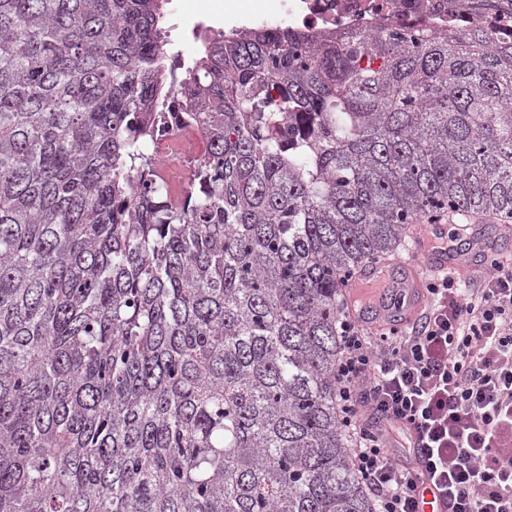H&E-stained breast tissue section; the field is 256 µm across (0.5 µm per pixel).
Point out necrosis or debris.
Returning a JSON list of instances; mask_svg holds the SVG:
<instances>
[{
	"label": "necrosis or debris",
	"mask_w": 512,
	"mask_h": 512,
	"mask_svg": "<svg viewBox=\"0 0 512 512\" xmlns=\"http://www.w3.org/2000/svg\"><path fill=\"white\" fill-rule=\"evenodd\" d=\"M170 14L171 30L190 32L196 42L224 34L228 29L245 30L257 25L285 24L309 32L333 29L370 36L398 15L421 26H442L453 20L448 0H259L246 14L226 0L220 15L211 10L209 0H200L196 13L191 15L183 13L179 0H173ZM177 143L193 158L207 151L206 140L198 128L170 127L167 135L152 144L162 172H169L170 151Z\"/></svg>",
	"instance_id": "obj_1"
}]
</instances>
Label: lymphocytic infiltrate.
<instances>
[{
  "instance_id": "obj_1",
  "label": "lymphocytic infiltrate",
  "mask_w": 512,
  "mask_h": 512,
  "mask_svg": "<svg viewBox=\"0 0 512 512\" xmlns=\"http://www.w3.org/2000/svg\"><path fill=\"white\" fill-rule=\"evenodd\" d=\"M478 286L430 276L404 327L342 312L337 405L376 512H512V261Z\"/></svg>"
}]
</instances>
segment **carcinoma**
<instances>
[{
    "label": "carcinoma",
    "instance_id": "carcinoma-1",
    "mask_svg": "<svg viewBox=\"0 0 512 512\" xmlns=\"http://www.w3.org/2000/svg\"><path fill=\"white\" fill-rule=\"evenodd\" d=\"M164 5L0 0V512H374L340 298L419 215L512 219V0L242 31L181 79ZM174 122L208 142L180 196ZM180 143L183 153L191 158L203 155L207 151L206 139L197 127L193 126H172L167 135L159 137L152 144V150L157 158L164 178L170 181L169 155L172 146ZM150 148V151H152Z\"/></svg>",
    "mask_w": 512,
    "mask_h": 512
}]
</instances>
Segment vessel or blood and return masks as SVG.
Masks as SVG:
<instances>
[{
	"instance_id": "vessel-or-blood-1",
	"label": "vessel or blood",
	"mask_w": 512,
	"mask_h": 512,
	"mask_svg": "<svg viewBox=\"0 0 512 512\" xmlns=\"http://www.w3.org/2000/svg\"><path fill=\"white\" fill-rule=\"evenodd\" d=\"M447 238V225L417 226L407 258L388 268L381 264L363 267L349 281V288L379 284L383 291L369 304L361 306L358 316L367 322H400L402 317L421 307L423 296L420 289L425 273L452 270L467 275L483 269L480 255L486 244L481 237H474L471 248L465 252L444 247L443 242Z\"/></svg>"
}]
</instances>
